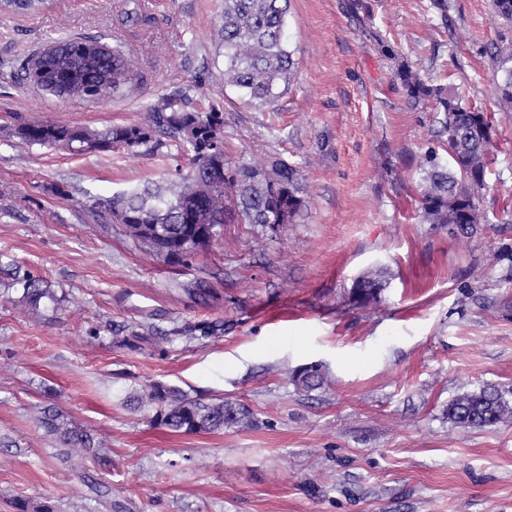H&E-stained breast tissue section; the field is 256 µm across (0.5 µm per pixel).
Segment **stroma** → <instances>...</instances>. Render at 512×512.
I'll return each instance as SVG.
<instances>
[{
	"label": "stroma",
	"mask_w": 512,
	"mask_h": 512,
	"mask_svg": "<svg viewBox=\"0 0 512 512\" xmlns=\"http://www.w3.org/2000/svg\"><path fill=\"white\" fill-rule=\"evenodd\" d=\"M224 0H46L0 11V264L43 277L62 310L37 317L0 296V512L54 501L104 512L94 475L128 512H512V419L464 428L446 409L484 386L512 402V112L492 114L493 162L472 235L416 216V162L439 147V115L408 106L379 41L415 69L488 105L487 53L512 40L489 0H291L297 75L275 108L225 86L214 26ZM125 50L137 78L109 98L63 100L26 70L59 38ZM224 109V165L276 156L299 166L306 207L279 234L225 225L172 266L92 205L178 177L188 155H74L11 128L104 130L139 122L171 90ZM385 282L358 305L353 283ZM204 282L206 295L194 292ZM143 336L127 346L132 333ZM321 363L304 392L295 370ZM243 404L250 423L174 433L131 402L147 385ZM87 428L111 459L65 460L45 409Z\"/></svg>",
	"instance_id": "1"
}]
</instances>
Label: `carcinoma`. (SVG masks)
I'll list each match as a JSON object with an SVG mask.
<instances>
[{
    "label": "carcinoma",
    "instance_id": "obj_1",
    "mask_svg": "<svg viewBox=\"0 0 512 512\" xmlns=\"http://www.w3.org/2000/svg\"><path fill=\"white\" fill-rule=\"evenodd\" d=\"M290 0H224L218 28L224 58V86L242 93L245 102L273 107L283 96L296 71L288 49L286 23ZM492 17L512 24V0H490ZM63 54L44 49L28 72L39 90L57 97L94 100L100 89L116 92L136 78L134 66L119 48H107L97 40L69 37L57 41ZM381 52L393 61V78L409 106L430 105L442 114L441 132L448 134L442 151L428 148L416 166L419 175L417 213L422 224H456L469 235L473 225L488 221L482 208L486 175L491 163L494 130L491 117L432 79L414 69L408 54L378 39ZM496 75L493 103L501 112L512 111V43L489 51ZM178 141L190 154L195 173L162 183H147L141 190L117 194L95 202L94 212L108 223L119 224L135 245L167 263L185 264L193 253H181L186 241L219 235L226 224H271L283 204H288V223L305 207L300 171L278 158L254 159L234 170L229 180L207 173L213 160L206 150L214 141H224L223 110L211 107L201 112L190 106L183 91L157 100L137 124L112 126L104 131L54 123H24L12 130L27 145L64 147L83 153L121 147L132 154L150 145L158 129ZM22 288L20 303L34 313L60 308V299L48 282L13 268L0 266V283ZM363 303L377 297L383 288L380 277L359 280ZM305 391L322 388L320 371L293 376ZM140 406L155 411L161 425L179 433H210L250 420V411L222 399L205 400L183 390L153 383L137 397ZM512 418V405L493 387L458 395L448 403V420L471 428H485ZM45 433L66 448L97 455L93 438L84 429L70 427L58 412L40 418ZM16 512H57L45 501L33 506L25 499L14 502Z\"/></svg>",
    "mask_w": 512,
    "mask_h": 512
}]
</instances>
